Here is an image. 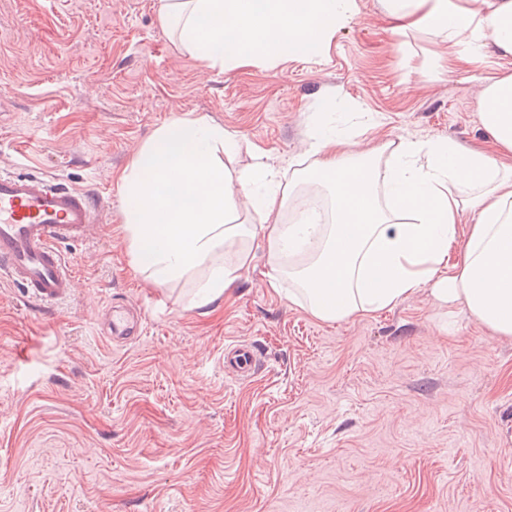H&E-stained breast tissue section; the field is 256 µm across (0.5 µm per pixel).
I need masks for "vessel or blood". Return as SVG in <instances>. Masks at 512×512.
<instances>
[{
    "mask_svg": "<svg viewBox=\"0 0 512 512\" xmlns=\"http://www.w3.org/2000/svg\"><path fill=\"white\" fill-rule=\"evenodd\" d=\"M95 220L89 193L54 178L0 171V279L43 305L68 298L74 276L60 246L84 240ZM105 329L108 336L131 340L141 333V319L126 306H114ZM262 356L255 343H231L224 348V372L249 380Z\"/></svg>",
    "mask_w": 512,
    "mask_h": 512,
    "instance_id": "1",
    "label": "vessel or blood"
}]
</instances>
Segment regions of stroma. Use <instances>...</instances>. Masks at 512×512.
<instances>
[{
	"label": "stroma",
	"mask_w": 512,
	"mask_h": 512,
	"mask_svg": "<svg viewBox=\"0 0 512 512\" xmlns=\"http://www.w3.org/2000/svg\"><path fill=\"white\" fill-rule=\"evenodd\" d=\"M314 59L208 68L160 0H0V168L97 197L64 245L69 299L0 282V512H512V339L422 288L335 323L267 284L265 247L231 298L188 304L130 265L116 177L163 123L203 116L287 163L329 119L367 150L397 137L485 142L479 95L512 59L445 67L448 46L393 32L379 0ZM131 302L143 333L98 323ZM262 345L238 382L224 346Z\"/></svg>",
	"instance_id": "stroma-1"
}]
</instances>
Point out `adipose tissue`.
I'll use <instances>...</instances> for the list:
<instances>
[{
    "label": "adipose tissue",
    "mask_w": 512,
    "mask_h": 512,
    "mask_svg": "<svg viewBox=\"0 0 512 512\" xmlns=\"http://www.w3.org/2000/svg\"><path fill=\"white\" fill-rule=\"evenodd\" d=\"M399 32L445 42L449 63H481L488 49L512 57V0H381ZM480 120L491 140L464 148L449 139L401 137L372 152L347 148L318 123L304 149L308 166L288 171L264 160L229 170L237 134L204 117L159 126L120 173L132 267L158 286L192 283L191 305L222 299L259 242L289 299L322 322L386 310L430 286L463 306L494 336L512 338V72L485 79ZM324 189L321 217L305 192ZM290 223H278L283 212Z\"/></svg>",
    "instance_id": "1"
}]
</instances>
